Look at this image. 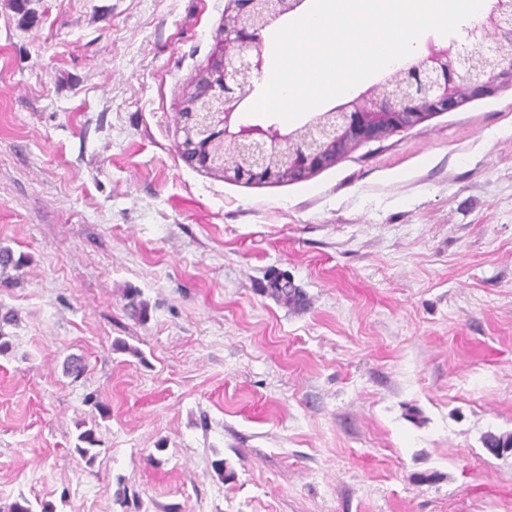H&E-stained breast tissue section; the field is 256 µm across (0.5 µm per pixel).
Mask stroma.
Returning a JSON list of instances; mask_svg holds the SVG:
<instances>
[{
	"instance_id": "35a3bbf8",
	"label": "stroma",
	"mask_w": 512,
	"mask_h": 512,
	"mask_svg": "<svg viewBox=\"0 0 512 512\" xmlns=\"http://www.w3.org/2000/svg\"><path fill=\"white\" fill-rule=\"evenodd\" d=\"M228 3L0 0V507L512 512V89L229 182L179 115ZM271 288H266L265 292L275 298L277 301H284L287 304L300 306L303 304V294L299 288H293L288 281L280 282V276H277L270 282Z\"/></svg>"
}]
</instances>
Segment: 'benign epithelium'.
I'll return each instance as SVG.
<instances>
[{"label": "benign epithelium", "instance_id": "1", "mask_svg": "<svg viewBox=\"0 0 512 512\" xmlns=\"http://www.w3.org/2000/svg\"><path fill=\"white\" fill-rule=\"evenodd\" d=\"M305 0H230L224 9L223 36L211 61L185 90L180 117L185 160L226 181L241 184L304 180L335 165L359 146L415 126L427 117L456 109L470 101L492 97L512 88V55L498 70L461 91L456 73L467 63L470 49L493 55L504 44L512 46V18H504L507 0H492L479 25L467 30L465 40L430 46L425 57L407 66L409 89L382 95L371 87L357 98L333 108L335 127L325 134L318 151L284 150L293 139L274 127L247 125L238 106L254 86L241 78L262 75V32Z\"/></svg>", "mask_w": 512, "mask_h": 512}]
</instances>
